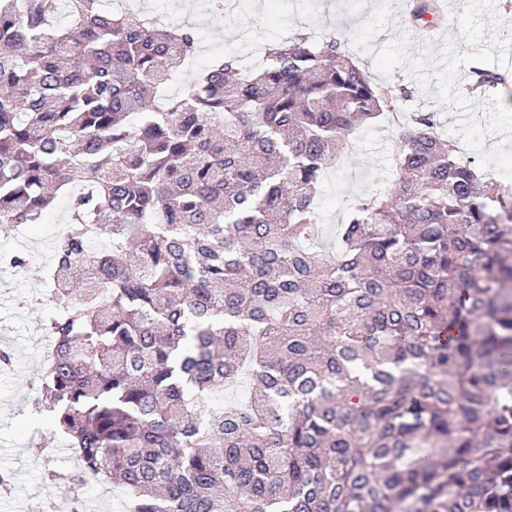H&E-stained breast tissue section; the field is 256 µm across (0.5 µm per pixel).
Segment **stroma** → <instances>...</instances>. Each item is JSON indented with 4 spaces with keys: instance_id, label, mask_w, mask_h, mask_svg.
I'll return each instance as SVG.
<instances>
[{
    "instance_id": "1",
    "label": "stroma",
    "mask_w": 512,
    "mask_h": 512,
    "mask_svg": "<svg viewBox=\"0 0 512 512\" xmlns=\"http://www.w3.org/2000/svg\"><path fill=\"white\" fill-rule=\"evenodd\" d=\"M379 0H240L234 11L213 17L206 0H135V10L157 20L158 27L172 22L194 27L200 53L199 66L212 57L241 56L245 63L259 60L264 47L303 31L312 38H337L350 43L355 28L366 20ZM393 14L387 30L372 42L375 48L407 34L409 53H438L444 36L455 37L458 52L467 46L458 38L457 23L443 20L434 30L408 21V0H391ZM384 84L397 94L398 111L424 107L440 112L443 126L458 118L454 107L442 105L434 89L422 88L405 69H395ZM395 134L387 120H379L350 136L351 148L328 169L321 189L320 222L333 232L339 207L350 196L387 189L395 179L390 146ZM70 213L69 199L59 195L39 223L25 225L9 237L0 236V252L19 253L24 269L0 274V350L12 354V363L0 367V474L9 486L0 489V512H74V495L84 498L88 512H125L118 489L101 498L99 487L85 485L74 491L66 482H54L50 472H72L77 465L63 437L43 417L35 414L32 400L51 351L44 327L55 307L48 298L43 272L53 259L54 244Z\"/></svg>"
}]
</instances>
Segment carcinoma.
Here are the masks:
<instances>
[{"label":"carcinoma","mask_w":512,"mask_h":512,"mask_svg":"<svg viewBox=\"0 0 512 512\" xmlns=\"http://www.w3.org/2000/svg\"><path fill=\"white\" fill-rule=\"evenodd\" d=\"M197 43L102 0H0V235L71 204L33 402L72 483L126 512H512V193L403 114L396 180L315 250L325 171L394 91L298 31L166 97ZM245 373L247 402L210 404Z\"/></svg>","instance_id":"carcinoma-1"}]
</instances>
